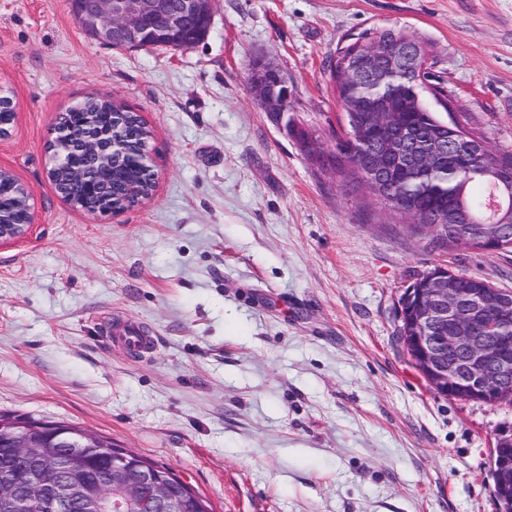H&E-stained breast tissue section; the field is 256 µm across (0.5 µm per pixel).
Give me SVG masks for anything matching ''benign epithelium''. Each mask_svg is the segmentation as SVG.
<instances>
[{"label": "benign epithelium", "mask_w": 512, "mask_h": 512, "mask_svg": "<svg viewBox=\"0 0 512 512\" xmlns=\"http://www.w3.org/2000/svg\"><path fill=\"white\" fill-rule=\"evenodd\" d=\"M212 0H71L75 18L91 38L111 46H129L147 35L162 32L182 35L193 23L211 21ZM373 65L349 68L351 80L367 78L378 86L390 87L398 74L418 75L424 72L420 46L406 40L387 45L374 42L364 49ZM252 81L264 111L280 116L288 111L290 87L288 76L271 62L255 64ZM372 115L379 142L374 151L375 162L366 166L367 180L373 185L385 181L388 166H395L421 179L430 174L434 161L445 148L441 138L429 139L411 147L400 134L393 95L386 92L373 103ZM71 146L73 152L60 147ZM51 147L59 148L54 164L48 170L53 181L65 171L94 199L95 205L84 207L91 216H107L122 208L144 201L128 196L116 203L104 195L103 185L112 161L127 155L131 162L150 168L146 148L131 150L123 139L90 132L75 137L61 114L56 137ZM26 204L21 224L0 223V244L23 237L34 214L30 200L32 191L19 185ZM512 240V227L500 225L497 237L482 243V250L495 252ZM405 317L403 341L418 372L437 393L448 397L463 395L470 401L512 402V290L503 288H463L459 280L449 278L448 269L436 267L406 289L401 301ZM8 438L13 460L0 472V507L6 512H35L36 506L49 498L60 512L78 506L81 512H106L112 506L110 486L123 487L124 499L139 506L140 512H169L171 491L169 480L154 465H130L122 455L112 456L109 473L99 480L100 493L75 499L63 483L50 485L34 462L43 444L27 434L20 422L8 424ZM59 442L69 448L59 457V468L66 473L76 469L80 449L92 448L102 437L71 429L55 431ZM512 428L498 434L493 448L492 476L499 512H512ZM16 466L28 468L27 482L19 489L12 479Z\"/></svg>", "instance_id": "1"}]
</instances>
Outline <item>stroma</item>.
<instances>
[{
  "label": "stroma",
  "instance_id": "stroma-1",
  "mask_svg": "<svg viewBox=\"0 0 512 512\" xmlns=\"http://www.w3.org/2000/svg\"><path fill=\"white\" fill-rule=\"evenodd\" d=\"M383 29L424 43L440 119L512 153V0H213L184 50L106 46L69 0H0V166L35 217L0 245V414L110 438L214 512H498L512 405L436 393L400 302L437 265L512 290V252L392 230L316 161L341 133L331 63ZM260 58L290 79L283 118L254 94ZM91 96L142 116L156 178L98 218L47 177L59 116ZM126 322L156 337L143 356L108 339ZM512 428L501 431L493 448L492 476L500 512H512Z\"/></svg>",
  "mask_w": 512,
  "mask_h": 512
}]
</instances>
